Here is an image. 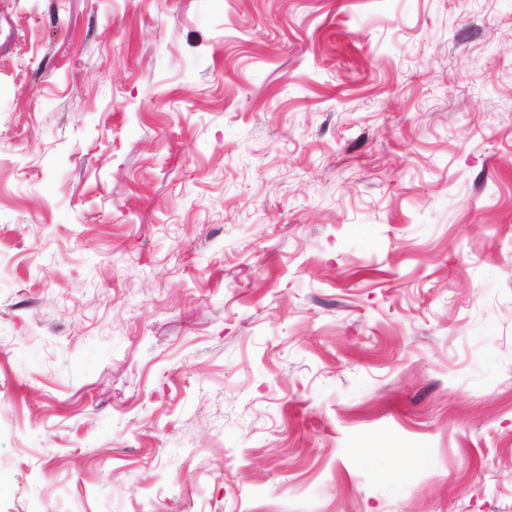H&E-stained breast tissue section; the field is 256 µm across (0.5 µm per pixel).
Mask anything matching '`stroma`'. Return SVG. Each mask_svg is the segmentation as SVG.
<instances>
[{"mask_svg": "<svg viewBox=\"0 0 512 512\" xmlns=\"http://www.w3.org/2000/svg\"><path fill=\"white\" fill-rule=\"evenodd\" d=\"M0 512H512V0H0Z\"/></svg>", "mask_w": 512, "mask_h": 512, "instance_id": "1", "label": "stroma"}]
</instances>
